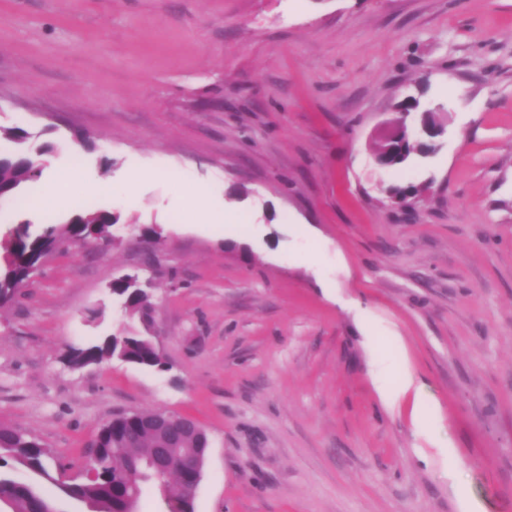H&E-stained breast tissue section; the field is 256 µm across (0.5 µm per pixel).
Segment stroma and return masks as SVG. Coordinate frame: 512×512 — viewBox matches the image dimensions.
<instances>
[{"instance_id":"35a3bbf8","label":"stroma","mask_w":512,"mask_h":512,"mask_svg":"<svg viewBox=\"0 0 512 512\" xmlns=\"http://www.w3.org/2000/svg\"><path fill=\"white\" fill-rule=\"evenodd\" d=\"M447 133L379 169L395 104ZM50 145L119 220L50 256L0 307V424L54 457L60 512L120 412L195 419L209 450L195 512H512V0H0V128ZM393 184L421 190L409 211ZM208 190L210 224L187 206ZM71 208L0 206L20 228ZM149 280L170 368L72 349L139 329L108 284ZM100 310L90 319L91 310ZM400 336L438 404L448 473L382 406L375 365Z\"/></svg>"}]
</instances>
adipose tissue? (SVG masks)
<instances>
[{
	"label": "adipose tissue",
	"instance_id": "ef3b65f1",
	"mask_svg": "<svg viewBox=\"0 0 512 512\" xmlns=\"http://www.w3.org/2000/svg\"><path fill=\"white\" fill-rule=\"evenodd\" d=\"M378 395L386 408L402 405L406 399H413V423L416 437L429 439L428 427L437 416L434 402L420 393L417 374L408 359H401L399 366L386 365L378 370Z\"/></svg>",
	"mask_w": 512,
	"mask_h": 512
}]
</instances>
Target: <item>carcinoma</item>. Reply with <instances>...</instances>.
Listing matches in <instances>:
<instances>
[{
  "instance_id": "obj_1",
  "label": "carcinoma",
  "mask_w": 512,
  "mask_h": 512,
  "mask_svg": "<svg viewBox=\"0 0 512 512\" xmlns=\"http://www.w3.org/2000/svg\"><path fill=\"white\" fill-rule=\"evenodd\" d=\"M50 146L36 153L19 150L0 155V201L10 200L28 184L39 181L43 167L36 158ZM76 217L64 224L52 223L36 235L23 230L6 247L10 260L0 267V306L11 303L37 270L39 259L57 250L66 242L85 240L96 233L104 237L108 228L117 223L118 216L110 210L92 209L88 202L79 201ZM114 293L124 303V309L146 324L153 311L150 294L143 290L132 292L122 284L113 285ZM121 356L128 362L161 368L165 362L150 337L129 330L106 337L99 343L74 349L70 361L77 367L99 363ZM157 413H122L102 426L95 441L96 474L78 482L60 483L65 497L86 504L93 512H126L133 507L131 499L140 495L143 482L152 477L149 462L157 448H167L168 437L160 428L152 429L148 422ZM206 437L187 431L182 434L172 456L175 461L193 458L205 447ZM0 510L4 512H61L55 501L42 496L29 483L11 478L9 471L23 468L41 478L50 479L49 451L35 437L16 428L0 425ZM192 471L174 466L169 472L162 500L163 512H194L193 497L186 487L193 484Z\"/></svg>"
}]
</instances>
